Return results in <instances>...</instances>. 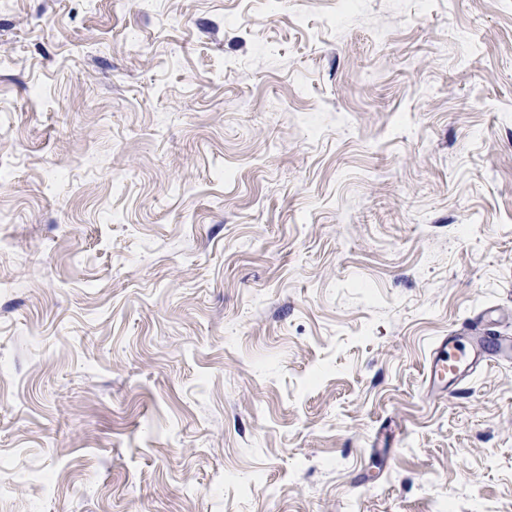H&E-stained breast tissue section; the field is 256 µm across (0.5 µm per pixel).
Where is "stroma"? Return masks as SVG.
Masks as SVG:
<instances>
[{
    "instance_id": "35a3bbf8",
    "label": "stroma",
    "mask_w": 512,
    "mask_h": 512,
    "mask_svg": "<svg viewBox=\"0 0 512 512\" xmlns=\"http://www.w3.org/2000/svg\"><path fill=\"white\" fill-rule=\"evenodd\" d=\"M512 0L0 8V512H512ZM512 360V336L449 334L439 338L426 368V385L436 396L451 397L456 385L477 368Z\"/></svg>"
}]
</instances>
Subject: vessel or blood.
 I'll return each instance as SVG.
<instances>
[{
  "mask_svg": "<svg viewBox=\"0 0 512 512\" xmlns=\"http://www.w3.org/2000/svg\"><path fill=\"white\" fill-rule=\"evenodd\" d=\"M512 360V336L451 334L437 340L426 368V385L434 395L450 397L475 369Z\"/></svg>",
  "mask_w": 512,
  "mask_h": 512,
  "instance_id": "b4317fda",
  "label": "vessel or blood"
}]
</instances>
